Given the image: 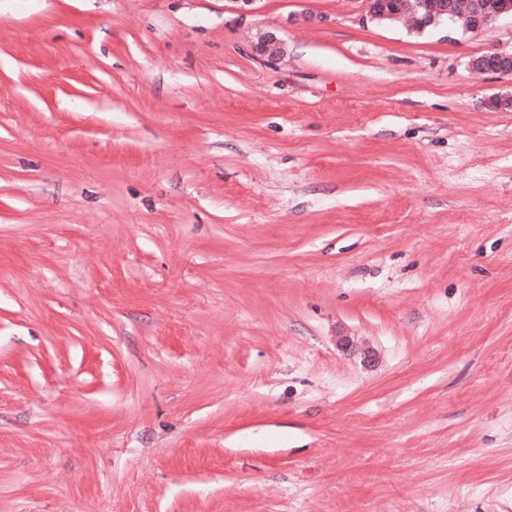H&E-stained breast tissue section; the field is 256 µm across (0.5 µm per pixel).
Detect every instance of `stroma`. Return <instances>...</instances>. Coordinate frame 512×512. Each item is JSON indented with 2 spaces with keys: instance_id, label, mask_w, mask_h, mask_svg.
I'll list each match as a JSON object with an SVG mask.
<instances>
[{
  "instance_id": "stroma-1",
  "label": "stroma",
  "mask_w": 512,
  "mask_h": 512,
  "mask_svg": "<svg viewBox=\"0 0 512 512\" xmlns=\"http://www.w3.org/2000/svg\"><path fill=\"white\" fill-rule=\"evenodd\" d=\"M496 48L363 0H0V512H512ZM282 43L272 31H266L258 37L257 42L250 45V51L255 55L274 60L282 52ZM484 60L472 59L470 68L476 73H493L500 75H512V69L507 64H512V50L503 51L494 49L483 55Z\"/></svg>"
}]
</instances>
